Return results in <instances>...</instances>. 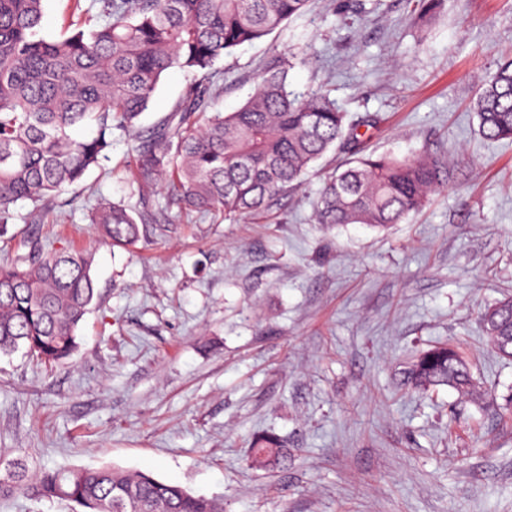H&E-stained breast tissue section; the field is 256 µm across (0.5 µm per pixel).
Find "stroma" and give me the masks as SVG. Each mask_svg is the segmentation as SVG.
Wrapping results in <instances>:
<instances>
[{"instance_id":"obj_1","label":"stroma","mask_w":512,"mask_h":512,"mask_svg":"<svg viewBox=\"0 0 512 512\" xmlns=\"http://www.w3.org/2000/svg\"><path fill=\"white\" fill-rule=\"evenodd\" d=\"M279 53L307 55L292 88L328 90L365 121L368 150L451 153L457 179L387 229L328 228L314 208L346 156L332 150L272 223L200 218L171 188L138 196L132 140L113 130L64 223H35L21 200L0 236V261L26 256L33 236L91 251L97 294L66 362L0 354V462L143 471L224 512H512V359L480 320L512 293V142L483 140L472 110L512 55V0H443L427 24L410 0H312L219 61L211 109H238ZM190 81L163 75L141 127ZM105 201L170 230L105 243L90 222ZM444 343L464 352L479 399L402 385L408 363ZM262 430L286 441L287 468L251 466Z\"/></svg>"}]
</instances>
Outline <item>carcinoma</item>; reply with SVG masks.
Wrapping results in <instances>:
<instances>
[{"label": "carcinoma", "mask_w": 512, "mask_h": 512, "mask_svg": "<svg viewBox=\"0 0 512 512\" xmlns=\"http://www.w3.org/2000/svg\"><path fill=\"white\" fill-rule=\"evenodd\" d=\"M310 0H92L75 10L93 15L55 38L43 30L44 0H0V232L10 206L28 200L38 220L50 204L80 184L112 147V129L133 133V180L138 188L167 182L173 203L235 219L269 212L277 197L302 182L312 163L336 143L351 159L325 184L317 223L385 229L419 211L430 193L453 178L455 159L431 153L375 154L362 146L327 92L290 89L293 63L273 56L254 92L234 112H207L220 91L216 63L259 41ZM418 17L432 20L442 0H415ZM96 13H91V10ZM178 68L193 76L182 104L149 131L138 121L162 76ZM479 135L512 140V57L501 59L473 103ZM95 134L72 136L80 126ZM114 245L132 246L149 228L127 208L107 203L91 216ZM28 256L0 263V353L20 348L52 365L70 358L76 329L95 298L92 254L44 249L28 242ZM496 352L512 358V297L481 315ZM419 390L448 386L469 397L476 388L464 356L446 345L424 351L403 374ZM250 462L274 471L288 465L284 440L271 431L252 435ZM59 498L78 512H224L221 499L196 496L143 472L41 469L16 464L0 472V498Z\"/></svg>", "instance_id": "obj_1"}]
</instances>
